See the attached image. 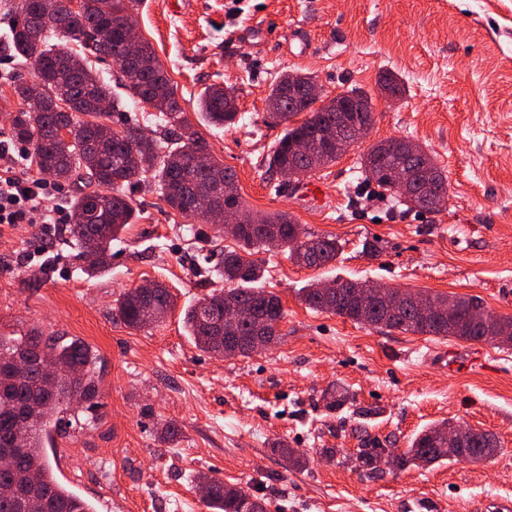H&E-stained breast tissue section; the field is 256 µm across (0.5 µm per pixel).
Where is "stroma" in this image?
<instances>
[{
    "label": "stroma",
    "mask_w": 512,
    "mask_h": 512,
    "mask_svg": "<svg viewBox=\"0 0 512 512\" xmlns=\"http://www.w3.org/2000/svg\"><path fill=\"white\" fill-rule=\"evenodd\" d=\"M140 0L139 35L154 47L194 129L236 175L256 216L290 214L307 231L342 243L335 263L297 265L286 250H259L261 285L285 311L278 343L248 357H218L184 334L182 311L224 282L211 269L237 242L202 219L172 210L154 191L133 192L137 213L112 244V265L89 276L59 235L48 267L23 264L40 243L37 227L0 228V333L37 329L97 350L94 425L53 434L49 460L60 479L109 512H207L195 478L206 473L267 503L268 512H410L417 499L443 512H483L512 500V347L403 333L309 309L311 282L355 278L388 287L480 298L512 315V0ZM270 25L267 38L251 29ZM307 56L291 49L298 38ZM289 72L316 76L325 98L349 89L375 109L368 135L336 163L314 172L326 188L270 170L282 127L264 122L273 82ZM403 92L390 100L379 79ZM0 52V137L20 105L10 86L28 76ZM237 91L238 122L209 126L196 108L211 83ZM405 137L432 153L448 178L437 213L407 210L365 180L358 159L375 142ZM166 285L175 308L148 329L127 327L120 295L144 282ZM352 403L326 409L323 392ZM492 434L487 462L449 460L369 478L355 466L371 439L408 448L441 420ZM182 430L161 443L160 423ZM287 441L303 455L293 467L274 451ZM336 449L335 459L321 451Z\"/></svg>",
    "instance_id": "stroma-1"
}]
</instances>
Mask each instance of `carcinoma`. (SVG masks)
<instances>
[{"instance_id":"obj_1","label":"carcinoma","mask_w":512,"mask_h":512,"mask_svg":"<svg viewBox=\"0 0 512 512\" xmlns=\"http://www.w3.org/2000/svg\"><path fill=\"white\" fill-rule=\"evenodd\" d=\"M138 0H80L75 11L66 0H13L14 23L0 47L29 63L30 79L14 82L13 94L23 109L11 119L12 137L28 146L39 171L48 170L57 181L75 187L70 238L75 257L85 262L81 271L90 273L108 266L112 242L135 213L128 192L153 181L161 198L185 217L195 216L196 190L202 184L214 186L217 216L212 225L240 224L236 241L239 250L224 252L217 274L229 287L213 290L185 311L184 326L202 351L218 353L217 337L226 333L243 338L239 355L255 353L251 347L254 327L264 325L265 346L278 339V325L284 310L278 296L257 286L263 268L249 259L255 247H282L297 264L321 267L333 263L342 252L339 239L316 236L305 231L284 212L264 217L260 224H241L244 214L237 176L211 153L207 140L184 116L171 79L152 45L140 42L138 57L127 59L126 35L135 25L131 10ZM112 60L125 71L139 68L140 79L125 85V95H112L109 84L93 68L90 57ZM296 96L288 100V75L273 84L268 96L269 118L284 125L269 156V168L294 169L310 174L336 162V148L323 141V126L337 120V113L322 112L301 94L302 83H293ZM152 102L169 136L146 134L138 121L128 115V105ZM199 112L214 127L235 124L237 95L231 86L213 83L199 96ZM305 119L292 125L301 114ZM119 116L122 127L112 128ZM305 140L310 150L299 154L294 145ZM402 139L381 141L368 148L359 162L366 179L390 192L411 209L424 210L425 199L414 185L407 192L396 190L387 170L403 163ZM409 165L423 169L434 184L448 189V177L434 155L422 149ZM336 293L328 295L320 284L304 289L301 300L310 309L334 313L368 326H381L402 333L453 337L466 342H490L505 336L512 342V316L491 319L481 301L457 297L456 318L426 320L414 305L401 301L400 314L386 315L375 299L354 301L351 295L369 283L356 279L335 281ZM240 308V319L224 325V302ZM153 304L166 317L175 306L174 297L162 283L145 295L136 288L117 301L120 319L131 329L149 327L140 311ZM48 360L70 372L46 390L40 386L39 365ZM100 356L85 342L45 340L32 330L17 337L0 336V452L10 454L9 465L0 467V512H30L29 494L40 499V512H97L96 507L58 478L48 459L46 445L65 414L93 401L97 396V364ZM326 408L337 410L349 400L336 388L324 393ZM452 422H434L416 435L410 447L396 455L397 469L425 467L459 457L455 451L436 443V435ZM496 439L483 431L473 432L468 460L483 462L497 454ZM385 452L377 440L357 449L356 468L371 477L383 474L378 459ZM209 512H258L259 505L236 497L224 482L212 484L201 497Z\"/></svg>"}]
</instances>
